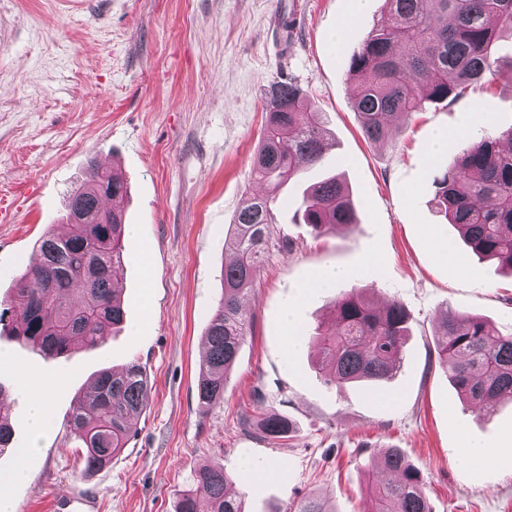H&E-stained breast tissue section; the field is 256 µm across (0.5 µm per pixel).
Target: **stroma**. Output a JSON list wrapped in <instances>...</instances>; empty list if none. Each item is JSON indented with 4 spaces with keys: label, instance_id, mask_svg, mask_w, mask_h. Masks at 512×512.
<instances>
[{
    "label": "stroma",
    "instance_id": "obj_1",
    "mask_svg": "<svg viewBox=\"0 0 512 512\" xmlns=\"http://www.w3.org/2000/svg\"><path fill=\"white\" fill-rule=\"evenodd\" d=\"M0 0V306L46 231L64 233L67 192L89 160L113 166L128 187L127 258L118 288L126 318L92 350L43 359L0 324V394L12 446L0 453L16 512H57L58 499L90 512H174L194 472L224 468L245 512H289L313 494L328 512H365L366 465L392 446L419 470L434 512H512V403L481 413L462 402L435 364L438 319L448 309L512 326V274L479 260L433 203L437 132L512 126V85L497 81L399 119L391 140L366 142L351 106L349 55L384 12V0ZM291 78L327 115L323 162L287 186L288 206L269 228L292 248L265 256L245 303L253 328L220 405L202 409L196 383L205 333L223 295L224 242L254 188L265 122L264 90ZM326 175L348 184L358 222L316 238L299 224L303 189ZM450 245L440 262L430 238ZM333 266L353 278L307 296ZM367 289L409 313L400 366L383 389L327 385L313 352L289 353L284 316L311 340L329 330V302ZM151 303H144V293ZM139 363L148 401L112 460L84 470L68 422L79 394L106 368ZM40 381L53 427L31 455L26 379ZM393 394L388 403L380 393ZM274 411L292 438H265L247 420ZM481 442L485 461H463Z\"/></svg>",
    "mask_w": 512,
    "mask_h": 512
}]
</instances>
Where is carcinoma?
Instances as JSON below:
<instances>
[{
    "instance_id": "carcinoma-1",
    "label": "carcinoma",
    "mask_w": 512,
    "mask_h": 512,
    "mask_svg": "<svg viewBox=\"0 0 512 512\" xmlns=\"http://www.w3.org/2000/svg\"><path fill=\"white\" fill-rule=\"evenodd\" d=\"M386 14L353 49L349 78L352 100L364 138L387 139L395 120L427 105L457 99L497 80L512 84V57L495 58L491 46L499 32H512V0H385ZM265 125L256 148L252 177L262 191L252 194L235 215L231 252L224 257L222 296L206 331V356L199 371L200 402L216 406L238 353L250 334L252 316L245 295L255 283L266 253L291 249L284 237L269 238L276 223L280 189L319 163L326 151L325 113L292 79L271 83L265 91ZM512 126L471 141L455 163L434 176L436 205L448 223L458 226L472 251L497 261L512 273ZM127 194L115 171L90 161L85 178L66 205L68 232L44 233L36 242V261L16 289L12 335L45 358L65 355L81 344L94 348L111 327L124 323L125 310L113 284L124 270V222L103 199ZM303 223L315 237L339 225L356 223L348 189L333 176L310 185L298 205ZM87 216L85 224L72 220ZM336 329L317 334V362L328 370L327 383L344 386L389 382L408 336V315L393 298L375 308L362 291L350 290L330 301ZM435 363L452 380L464 402L490 410L512 401V330L476 316L447 310L439 320ZM149 386L137 363L120 371L104 369L93 391L78 398L70 432L85 450V469L107 464L126 446ZM256 433L288 439L295 427L287 417L267 412L253 423ZM378 470H368L367 512H433L420 474L398 448L380 452ZM194 488L180 494L176 512H244L232 490V478L217 467L199 469ZM289 512H325L307 495Z\"/></svg>"
}]
</instances>
